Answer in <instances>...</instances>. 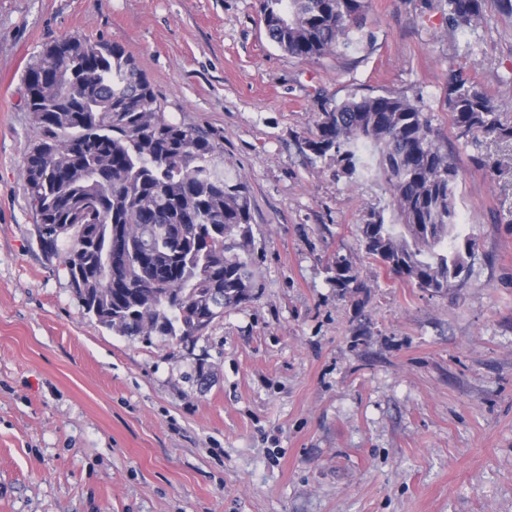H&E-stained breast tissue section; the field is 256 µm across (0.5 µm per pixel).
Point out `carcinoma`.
<instances>
[{
	"instance_id": "1",
	"label": "carcinoma",
	"mask_w": 512,
	"mask_h": 512,
	"mask_svg": "<svg viewBox=\"0 0 512 512\" xmlns=\"http://www.w3.org/2000/svg\"><path fill=\"white\" fill-rule=\"evenodd\" d=\"M484 0H448V25L470 28ZM268 38L288 55L317 59L364 38L369 0H260ZM33 137L22 171L42 250L64 261L81 306L122 336L189 342L256 300L252 201L218 168L208 131L163 112L145 73L117 42L69 37L27 69ZM446 103L460 136L481 130L512 141V125L478 84L448 75ZM305 146L336 158L350 178L380 176L397 218L361 226L368 254L393 275L436 292L462 281L476 241L462 237L457 166L430 121L389 94L322 105ZM121 237L123 252L112 253ZM356 280L336 260V286Z\"/></svg>"
}]
</instances>
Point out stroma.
I'll return each instance as SVG.
<instances>
[{"label":"stroma","mask_w":512,"mask_h":512,"mask_svg":"<svg viewBox=\"0 0 512 512\" xmlns=\"http://www.w3.org/2000/svg\"><path fill=\"white\" fill-rule=\"evenodd\" d=\"M483 15L455 31L446 0H371L368 40L302 60L258 0H0V512H512V143L458 137L445 102L464 71L512 125V15ZM68 37L122 44L250 191L261 291L195 343L112 333L37 243L24 75ZM382 93L458 167L477 247L442 292L367 254L387 184L304 145L323 103Z\"/></svg>","instance_id":"obj_1"}]
</instances>
